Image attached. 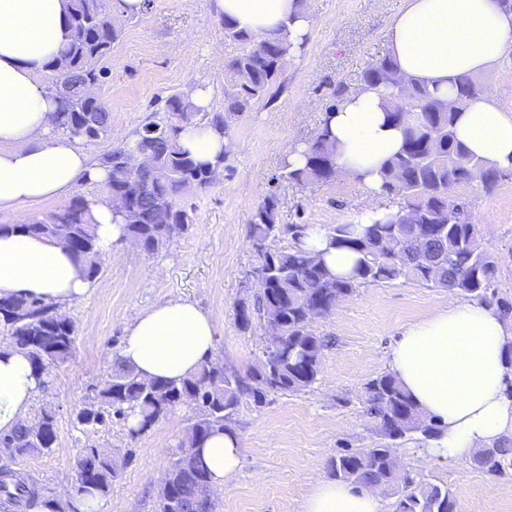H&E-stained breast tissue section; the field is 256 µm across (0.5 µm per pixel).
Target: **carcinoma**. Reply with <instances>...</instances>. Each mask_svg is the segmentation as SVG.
Returning <instances> with one entry per match:
<instances>
[{
    "instance_id": "1",
    "label": "carcinoma",
    "mask_w": 512,
    "mask_h": 512,
    "mask_svg": "<svg viewBox=\"0 0 512 512\" xmlns=\"http://www.w3.org/2000/svg\"><path fill=\"white\" fill-rule=\"evenodd\" d=\"M110 2L70 0L66 16L70 41L47 66L49 95L56 97L60 82L67 89V100L57 102L55 131L71 139L94 141L109 131V112L101 99L86 95V87L102 81V62L121 37L112 21ZM224 35L241 45L225 67L224 111L203 112L189 96L174 93L165 100L161 117L133 131L134 144L124 141L100 159L109 173L108 193L126 198L141 213V223L126 225V231L128 240L146 253L188 231L192 217L177 204V196L193 187H207L229 169L225 157L214 167L198 163L181 147L180 134L189 128H211L229 135V119L266 98L288 64L290 44L278 33L257 37L226 20ZM360 85L384 90L392 122L406 123L411 114L414 119L407 123L402 150L383 166L387 194L401 197L404 205L360 234L351 232L348 224L325 226L338 245L361 255L356 278L333 277L323 263L297 247L306 225L279 223L278 199L271 194L257 207L250 224L249 241L256 257L250 275L260 289L252 304L239 305L237 320L242 330L251 327L255 316L263 320L266 330L275 333L276 344L265 345L258 362L243 371L226 369L209 359L179 382L143 380L117 356L92 387L89 402L74 411L75 422L82 427L137 415L138 425L128 428V435L135 438L182 406L195 409L180 439V452L166 469L157 512H214V499L206 492L210 472L199 448L214 433L233 429L232 416L242 401L259 406L270 394L304 392L318 380L326 340L314 329L310 311L325 316L366 285L400 279L446 288L485 304L495 295L498 259L475 245L477 225L465 207L448 195V187L477 177L491 187L500 171L485 167L456 139L455 113L427 89L404 82L390 57L368 65ZM455 92L459 106L477 95L468 77L457 79ZM89 116L96 126L79 130ZM328 136V128L318 129L305 143L304 167L286 165L275 179L306 186L335 178V151ZM132 151L149 153L154 168L131 177L127 158ZM90 214L89 204L77 200L70 204L63 222L50 226L37 220L21 228L67 241L86 263L88 277L95 279L105 254ZM286 238V245L274 246ZM76 339L75 323L57 308L34 298L0 297V343L24 351L39 375L45 377L66 366ZM364 404L366 415L389 443L331 459L328 476L356 489L381 488L397 495L396 512H457L448 486L413 478L399 468L393 451L394 442L412 433L432 438L436 424L422 415L389 373L365 385ZM57 438V410L50 405L41 408L33 421L0 433V459L8 460L0 465V509L28 512L43 507L63 512L58 500L44 497L36 483L18 479L12 468L28 456L52 451ZM480 466L493 475L506 473L512 469V446L492 449ZM73 469L75 480L68 496L78 502L103 499L120 475L112 455L96 446L77 449Z\"/></svg>"
}]
</instances>
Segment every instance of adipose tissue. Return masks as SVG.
Segmentation results:
<instances>
[{
  "label": "adipose tissue",
  "mask_w": 512,
  "mask_h": 512,
  "mask_svg": "<svg viewBox=\"0 0 512 512\" xmlns=\"http://www.w3.org/2000/svg\"><path fill=\"white\" fill-rule=\"evenodd\" d=\"M218 17L253 35L287 32L292 48L309 33L298 0H212ZM69 0H0V209L68 196L81 183L105 185L107 172L68 138L51 132L54 99L40 82L47 64L69 41ZM387 52L400 76L453 103L452 86L512 60V11L500 0H405L387 33ZM341 173L359 183L365 206L352 227L363 231L388 216L382 168L398 153L403 126L391 123L377 90L346 94L326 116ZM455 134L475 156L512 166V110L493 97L462 108ZM184 148L205 164L232 151L228 138L206 129L182 132ZM98 244L120 260L125 219L111 196L91 205ZM300 246L337 277L355 276L357 253L336 245L320 226ZM92 288L83 265L56 239L14 229L0 232V297L35 298L66 309ZM215 325L188 299H170L140 312L126 329L119 355L146 380L177 381L212 358ZM386 368L431 418L438 433L428 458L464 461L512 439V321L494 307L449 295L448 304L404 328ZM40 390L27 355L0 344V432L25 421ZM242 442L237 432L205 441L202 459L215 488L236 474ZM302 512H380V498L333 479L315 482Z\"/></svg>",
  "instance_id": "ef3b65f1"
}]
</instances>
